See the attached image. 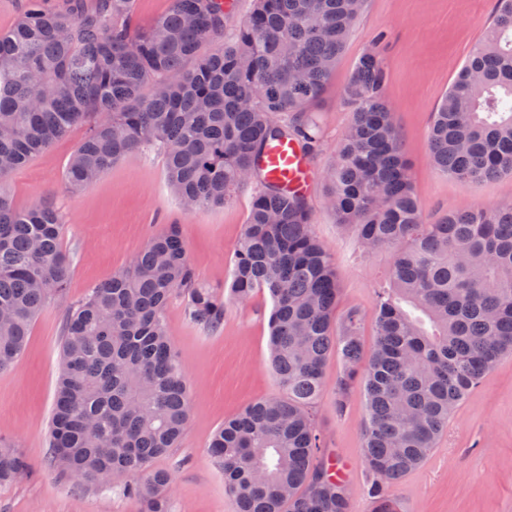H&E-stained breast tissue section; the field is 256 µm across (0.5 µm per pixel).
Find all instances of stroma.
<instances>
[{"mask_svg":"<svg viewBox=\"0 0 512 512\" xmlns=\"http://www.w3.org/2000/svg\"><path fill=\"white\" fill-rule=\"evenodd\" d=\"M494 12L495 0H366L324 92L309 107L320 145L311 157L314 176L306 202L313 231L334 258L337 315L355 309L364 317V352L376 342L377 295L389 285L392 254L364 250L355 228L338 224L327 207L324 174L352 121L340 92L358 59L383 38V96L428 220L451 207L512 205V177L460 184L433 166L428 139L432 113L488 31ZM85 131V125H76L0 183L17 208L48 200L62 210L61 247L71 262L66 301L45 305L19 358L0 370V437L10 440L30 466L17 483L0 486V512H136L135 503L112 488L65 480L49 466L66 319L94 286L127 268L152 233L172 224L180 229L199 282L228 289L255 192L248 184L228 204L191 213L171 192L161 156L134 152L87 190L69 193L64 172ZM224 303V323L216 331L189 321L184 297H173L164 310L191 394L179 447L154 463L172 476L174 512H233L224 473L207 454L210 438L246 405L280 391L269 364V295L258 293L245 303L228 297ZM341 369L338 359L328 360L317 420L328 457L344 471L351 512H371L361 451L366 403L356 389L345 410L337 411L334 389ZM391 494L397 512H512V355L503 356L457 405L436 447L392 486Z\"/></svg>","mask_w":512,"mask_h":512,"instance_id":"obj_1","label":"stroma"}]
</instances>
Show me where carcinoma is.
I'll use <instances>...</instances> for the list:
<instances>
[{"label": "carcinoma", "instance_id": "obj_1", "mask_svg": "<svg viewBox=\"0 0 512 512\" xmlns=\"http://www.w3.org/2000/svg\"><path fill=\"white\" fill-rule=\"evenodd\" d=\"M365 2L253 0L228 39L224 0H170L146 27L134 25V0H71L63 12L26 0L23 17L0 32V179L84 124L65 172L71 193L139 150L161 154L168 185L191 212L230 202L247 174L255 183L230 290L239 302L270 296L282 393L225 421L208 445L235 512H350L316 421L331 355L342 361L337 409L357 385L366 397L373 512H396L391 485L429 455L453 409L512 353V205L451 208L427 221L382 95L384 36L341 90L353 120L325 172L337 222L355 227L364 249L393 250L369 355L359 311L333 331L335 266L305 198L265 180L269 142L295 139L314 152L308 108ZM430 155L461 184L512 176V0H496L492 27L432 113ZM63 224L52 203L19 209L0 192V370L14 363L42 307L66 299ZM175 293L196 325L224 324V296L197 282L173 224L93 288L63 331L50 465L69 480L118 489L138 512H173L170 475L151 466L178 446L190 410L163 320ZM28 468L0 439V484Z\"/></svg>", "mask_w": 512, "mask_h": 512}]
</instances>
